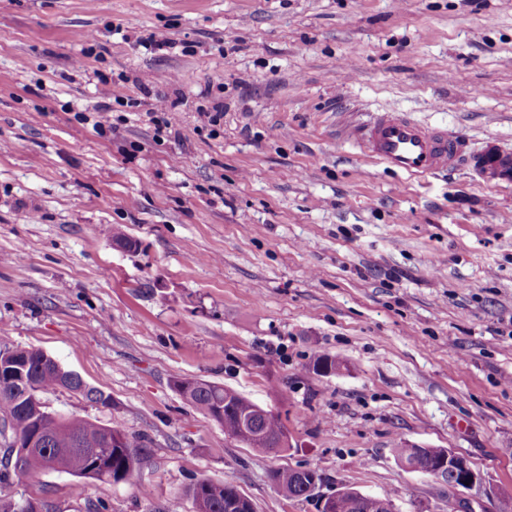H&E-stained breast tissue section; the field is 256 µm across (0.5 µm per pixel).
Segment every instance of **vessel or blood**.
I'll list each match as a JSON object with an SVG mask.
<instances>
[{
	"label": "vessel or blood",
	"mask_w": 512,
	"mask_h": 512,
	"mask_svg": "<svg viewBox=\"0 0 512 512\" xmlns=\"http://www.w3.org/2000/svg\"><path fill=\"white\" fill-rule=\"evenodd\" d=\"M353 137L361 150L394 172L436 176L459 163L463 142L445 128L424 126L392 109L372 114Z\"/></svg>",
	"instance_id": "obj_1"
}]
</instances>
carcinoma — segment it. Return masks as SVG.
<instances>
[{
    "mask_svg": "<svg viewBox=\"0 0 512 512\" xmlns=\"http://www.w3.org/2000/svg\"><path fill=\"white\" fill-rule=\"evenodd\" d=\"M12 358L26 367L27 386L20 387L8 378H0V416L11 432L5 461L0 463V481L14 474L33 477L49 471H62L75 477L90 478L114 484L134 479L148 458L149 439L145 435L122 434V443L112 447V429L96 422L54 415L41 402V395L59 388L77 393L85 399L110 405V398L89 386L80 375L63 369L56 361L45 358L37 349H15ZM180 396L192 407L209 415L224 426V432L237 437L238 416L254 405L240 394L222 385L197 379L174 380ZM44 430V442L25 452L14 450L15 444L27 439L38 429ZM257 430L263 437L248 442L258 454L274 452L271 440L285 431L279 416L273 414L258 420ZM439 448L404 446L394 449L398 461L413 470L433 464ZM274 481L290 497L309 498L307 488L320 483L322 476L313 470H278ZM235 486L227 481L202 478L191 484L186 495L204 502L203 512H237L233 508ZM358 491H347L336 499L333 512H367L369 506L357 503ZM0 512H53L48 501L39 507L24 508V503L0 499Z\"/></svg>",
    "mask_w": 512,
    "mask_h": 512,
    "instance_id": "obj_1",
    "label": "carcinoma"
}]
</instances>
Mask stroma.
<instances>
[{"mask_svg": "<svg viewBox=\"0 0 512 512\" xmlns=\"http://www.w3.org/2000/svg\"><path fill=\"white\" fill-rule=\"evenodd\" d=\"M390 108L470 162L410 178L364 157L344 127ZM490 147L512 153V0H0V348L111 400L59 389L48 412L150 440L131 482L51 471L0 496L194 512L210 478L318 512L273 481L291 468L448 512L407 445L512 490V178L479 174ZM320 353L344 368L313 373ZM178 378L278 413L289 448L255 455Z\"/></svg>", "mask_w": 512, "mask_h": 512, "instance_id": "35a3bbf8", "label": "stroma"}]
</instances>
